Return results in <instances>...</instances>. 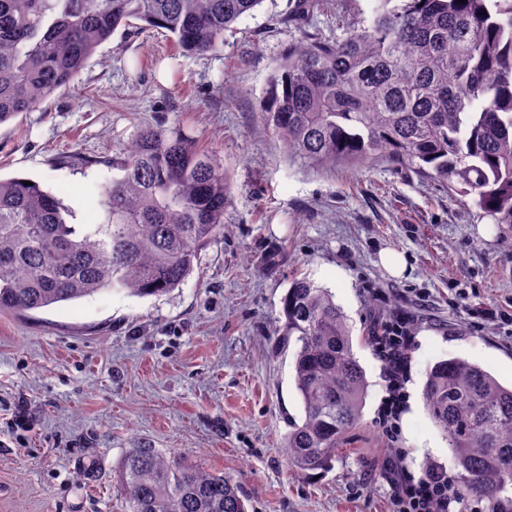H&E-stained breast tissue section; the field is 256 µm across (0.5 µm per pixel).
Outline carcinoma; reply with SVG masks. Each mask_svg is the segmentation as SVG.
Returning <instances> with one entry per match:
<instances>
[{"instance_id": "1", "label": "carcinoma", "mask_w": 512, "mask_h": 512, "mask_svg": "<svg viewBox=\"0 0 512 512\" xmlns=\"http://www.w3.org/2000/svg\"><path fill=\"white\" fill-rule=\"evenodd\" d=\"M323 32L328 0H296L300 37L270 75L261 111L290 153L321 165L380 154L472 196L512 247V0H367ZM262 0H0V125L66 90L120 27L171 33L217 53ZM103 164L87 223L37 182L0 177V312L27 317L102 291L179 287L223 228L230 186L212 150L145 128ZM276 347L294 348L304 409L288 465L328 471L361 419L366 374L329 290L294 278ZM423 399L448 445L463 504L512 512V386L462 357L434 364ZM128 512H247L233 479L160 448L126 450Z\"/></svg>"}]
</instances>
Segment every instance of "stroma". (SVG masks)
<instances>
[{
    "instance_id": "1",
    "label": "stroma",
    "mask_w": 512,
    "mask_h": 512,
    "mask_svg": "<svg viewBox=\"0 0 512 512\" xmlns=\"http://www.w3.org/2000/svg\"><path fill=\"white\" fill-rule=\"evenodd\" d=\"M293 5L263 0L217 55H175L163 29L117 30L68 93L0 126V176L38 182L81 220L112 171L57 157H111L144 127L216 151L231 180L223 231L169 294L0 314V512H127L115 483L143 446L230 476L248 512H391L386 456L416 473L448 462L422 397L430 367L462 357L512 383V248L471 197L384 157L315 165L265 121L267 78L298 37ZM386 248L407 257L403 277L380 266ZM297 273L334 294L370 384L350 450L315 478L288 466L303 406L293 355L275 349ZM399 310L418 320L390 418L370 333Z\"/></svg>"
}]
</instances>
